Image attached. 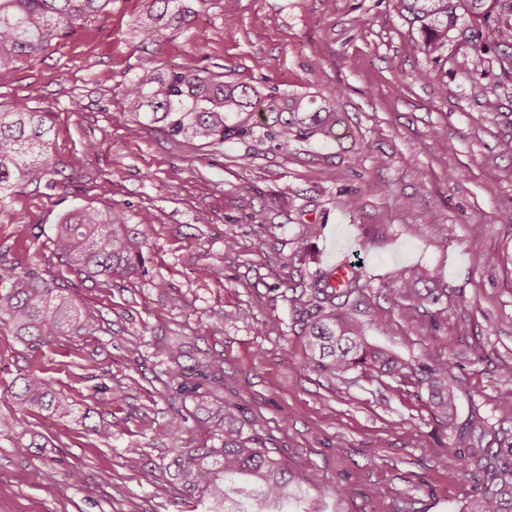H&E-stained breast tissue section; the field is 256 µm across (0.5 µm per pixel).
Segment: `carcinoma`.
I'll list each match as a JSON object with an SVG mask.
<instances>
[{"label":"carcinoma","mask_w":512,"mask_h":512,"mask_svg":"<svg viewBox=\"0 0 512 512\" xmlns=\"http://www.w3.org/2000/svg\"><path fill=\"white\" fill-rule=\"evenodd\" d=\"M405 21L417 27L421 40L413 48L435 59L448 45V33L473 48L466 75H487L493 55L499 78L512 80V53L500 50L512 43V0H397ZM112 0H0V83L7 81L14 64L36 55L54 42L107 13ZM160 5L152 15L171 26L188 22L178 0H151ZM119 95L131 115L132 132L144 121L163 123L172 136L203 141L258 138L289 152L298 139L330 143L342 137L344 117L335 97L317 99L309 93H283L255 85L203 76L198 71L157 72L146 65L120 84ZM47 116L24 103L0 107V199L3 193L42 174L51 164ZM54 243L60 258L88 279L108 282L112 276L135 278L145 272L144 234L125 224L124 215L107 207H79L55 225ZM348 282L336 285L331 271L321 270L309 284L310 297L295 307L302 333L316 366L343 374L358 368L375 369L392 377L405 375L408 365L371 346L349 313L361 295L364 271L353 263ZM398 291L407 299L421 298L419 285L431 280L424 268L396 271ZM73 301L49 275L20 270L13 275L11 292L0 296V323L31 344H49L66 329L90 330L94 316L74 318ZM156 354L166 360V374L183 373V345L159 342ZM199 382L189 390L192 414L201 423L204 440L192 448L185 443L181 423L171 431V466L177 490L205 505V512H319L303 492L288 463L274 458L263 440L245 431L241 408L218 400L215 390L224 385L222 363L206 356L195 360ZM454 364L442 352L428 354L423 381L431 397L433 416L444 426L457 418ZM21 411L44 406L62 417L70 407L57 396L55 382L46 376L23 378L14 393ZM454 444L478 471L492 469L498 482L477 492L463 512H512V447L475 446V437L492 433L478 413L454 428Z\"/></svg>","instance_id":"obj_1"}]
</instances>
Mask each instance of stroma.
Here are the masks:
<instances>
[{
    "mask_svg": "<svg viewBox=\"0 0 512 512\" xmlns=\"http://www.w3.org/2000/svg\"><path fill=\"white\" fill-rule=\"evenodd\" d=\"M146 2L112 0L0 84V105L27 103L52 128L49 173L0 200V295L11 270L34 268L95 317L93 331L45 346L0 325V512H202L170 488L173 420L189 442L199 435L155 354L169 336L187 342L185 367L200 353L222 363L224 401L320 512H460L490 477L465 469L415 370L431 349L449 355L458 422L479 413L496 432L485 447L512 446V182L499 177L512 166V81L494 66L466 79L459 38L437 59L413 50L420 33L393 0H184L189 23L157 24L144 43ZM150 61L335 96L349 134L284 154L159 124L131 133L118 85ZM488 97L497 112L483 111ZM89 204L145 232V275L103 284L56 255L55 224ZM347 256L365 272L354 316L406 377L319 370L299 334L294 290ZM415 265L444 288L439 301L395 294L394 270ZM27 374L54 379L77 419L19 412L11 393ZM102 422L110 438L94 433Z\"/></svg>",
    "mask_w": 512,
    "mask_h": 512,
    "instance_id": "1",
    "label": "stroma"
}]
</instances>
